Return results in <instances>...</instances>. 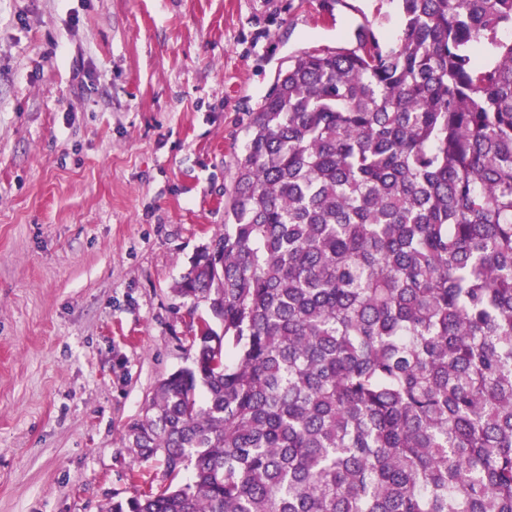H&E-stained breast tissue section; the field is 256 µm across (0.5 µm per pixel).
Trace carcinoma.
<instances>
[{"label": "carcinoma", "mask_w": 512, "mask_h": 512, "mask_svg": "<svg viewBox=\"0 0 512 512\" xmlns=\"http://www.w3.org/2000/svg\"><path fill=\"white\" fill-rule=\"evenodd\" d=\"M395 7L253 113L108 512H512V0Z\"/></svg>", "instance_id": "obj_1"}]
</instances>
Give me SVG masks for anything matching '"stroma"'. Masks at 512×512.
I'll list each match as a JSON object with an SVG mask.
<instances>
[{"label": "stroma", "instance_id": "1", "mask_svg": "<svg viewBox=\"0 0 512 512\" xmlns=\"http://www.w3.org/2000/svg\"><path fill=\"white\" fill-rule=\"evenodd\" d=\"M388 0H0V512H107L123 441L190 362L174 287L224 231L247 126L298 52Z\"/></svg>", "mask_w": 512, "mask_h": 512}]
</instances>
